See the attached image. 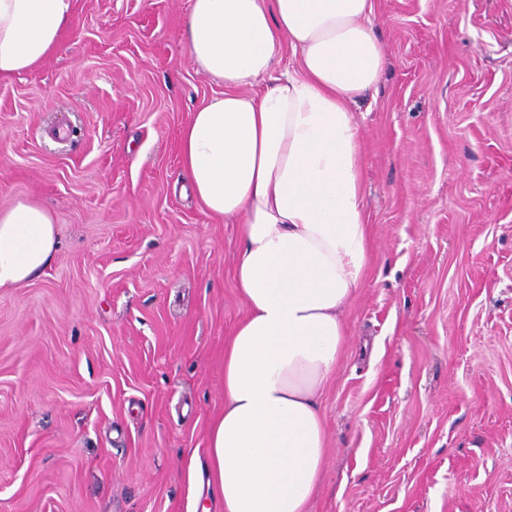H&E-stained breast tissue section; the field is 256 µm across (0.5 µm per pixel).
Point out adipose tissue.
Masks as SVG:
<instances>
[{"mask_svg": "<svg viewBox=\"0 0 512 512\" xmlns=\"http://www.w3.org/2000/svg\"><path fill=\"white\" fill-rule=\"evenodd\" d=\"M72 14L73 0H0V78L45 60ZM372 16V0H190L189 54L224 93L193 113L181 159L201 209L238 227L246 314L224 345V410L186 460L189 502L204 481L221 512H306L322 478L319 395L370 250L350 105L384 66ZM284 44L299 69L275 78ZM57 249L44 206L0 209V288L40 275Z\"/></svg>", "mask_w": 512, "mask_h": 512, "instance_id": "obj_1", "label": "adipose tissue"}]
</instances>
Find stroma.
Segmentation results:
<instances>
[{"mask_svg":"<svg viewBox=\"0 0 512 512\" xmlns=\"http://www.w3.org/2000/svg\"><path fill=\"white\" fill-rule=\"evenodd\" d=\"M373 5L385 65L351 105L371 248L308 512H512V0ZM188 9L74 0L50 58L0 80V209L60 228L0 288V512H188L245 314L237 228L186 190L182 130L224 91ZM189 506L197 501L198 487L202 476V463L198 451L193 449L186 459Z\"/></svg>","mask_w":512,"mask_h":512,"instance_id":"1","label":"stroma"}]
</instances>
